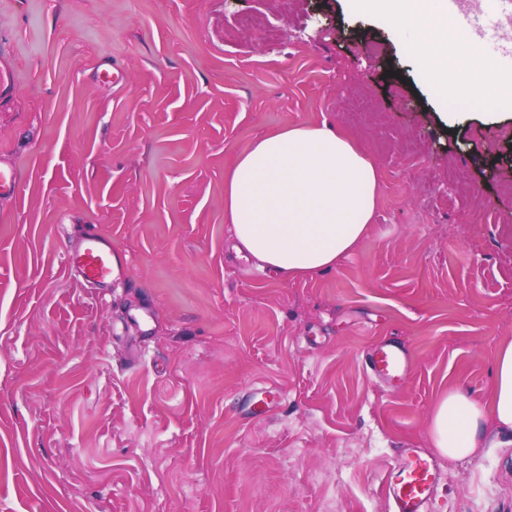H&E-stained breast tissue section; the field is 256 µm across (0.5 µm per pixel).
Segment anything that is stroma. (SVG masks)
<instances>
[{
  "label": "stroma",
  "mask_w": 512,
  "mask_h": 512,
  "mask_svg": "<svg viewBox=\"0 0 512 512\" xmlns=\"http://www.w3.org/2000/svg\"><path fill=\"white\" fill-rule=\"evenodd\" d=\"M406 41L343 0H0V512H393L438 399H489L512 341V108L447 121ZM306 122L371 154L381 203L278 281L232 247L224 172ZM89 227L124 258L107 296L64 263ZM384 339L395 388L365 368ZM486 440L438 456L435 512H512ZM410 357L407 349L399 344L382 343L371 354L369 369L387 384L397 385L408 374Z\"/></svg>",
  "instance_id": "1"
}]
</instances>
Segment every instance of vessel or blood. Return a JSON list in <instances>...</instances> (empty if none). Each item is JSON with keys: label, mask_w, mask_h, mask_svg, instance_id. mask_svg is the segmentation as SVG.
I'll return each instance as SVG.
<instances>
[{"label": "vessel or blood", "mask_w": 512, "mask_h": 512, "mask_svg": "<svg viewBox=\"0 0 512 512\" xmlns=\"http://www.w3.org/2000/svg\"><path fill=\"white\" fill-rule=\"evenodd\" d=\"M67 267L98 289L111 288L122 265L109 239L95 232L83 236L79 244L65 255ZM410 357L399 344L383 343L372 352V374L388 384H399L408 374ZM442 477L437 461L421 449L407 452L389 478L388 490L394 512H432L436 488Z\"/></svg>", "instance_id": "1"}]
</instances>
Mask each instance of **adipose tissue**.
Instances as JSON below:
<instances>
[{
	"instance_id": "ef3b65f1",
	"label": "adipose tissue",
	"mask_w": 512,
	"mask_h": 512,
	"mask_svg": "<svg viewBox=\"0 0 512 512\" xmlns=\"http://www.w3.org/2000/svg\"><path fill=\"white\" fill-rule=\"evenodd\" d=\"M408 36L419 77L441 102L491 110L512 105V72L460 41L448 0H345ZM380 174L369 153L328 124L270 131L240 153L224 174V221L238 255L288 280L330 270L367 236L379 206ZM512 435V342L494 366L492 396L480 402L451 390L437 402L433 448L456 460L475 454L486 427Z\"/></svg>"
}]
</instances>
